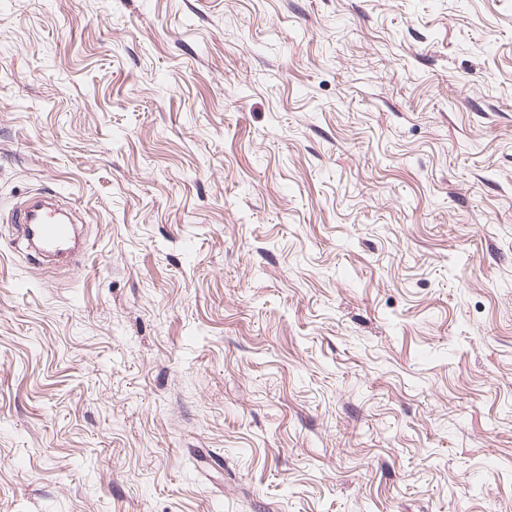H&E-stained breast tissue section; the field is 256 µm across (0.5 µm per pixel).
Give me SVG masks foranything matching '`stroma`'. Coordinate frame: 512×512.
Returning a JSON list of instances; mask_svg holds the SVG:
<instances>
[{
	"instance_id": "1",
	"label": "stroma",
	"mask_w": 512,
	"mask_h": 512,
	"mask_svg": "<svg viewBox=\"0 0 512 512\" xmlns=\"http://www.w3.org/2000/svg\"><path fill=\"white\" fill-rule=\"evenodd\" d=\"M0 512H512V0H0ZM14 211L11 224L24 227L27 236L32 238V245L42 253L53 257H74L87 253V241L82 242L80 248L77 246L78 238L73 221L68 219L63 222L53 205L35 198L17 206ZM52 213L56 215L53 217Z\"/></svg>"
}]
</instances>
